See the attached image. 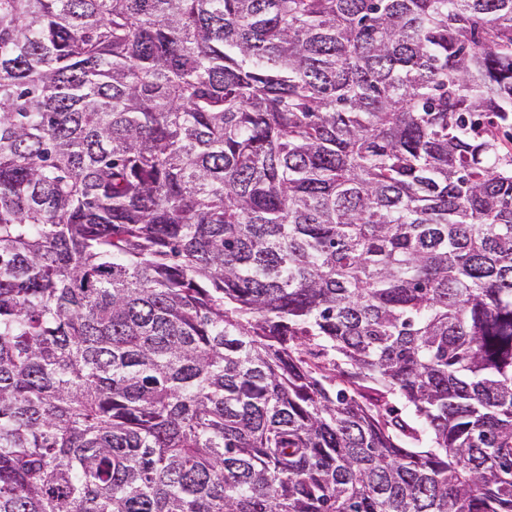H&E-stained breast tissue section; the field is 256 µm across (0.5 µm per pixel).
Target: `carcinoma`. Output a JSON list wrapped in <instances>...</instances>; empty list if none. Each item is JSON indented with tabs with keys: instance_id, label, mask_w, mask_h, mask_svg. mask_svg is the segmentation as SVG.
<instances>
[{
	"instance_id": "obj_1",
	"label": "carcinoma",
	"mask_w": 512,
	"mask_h": 512,
	"mask_svg": "<svg viewBox=\"0 0 512 512\" xmlns=\"http://www.w3.org/2000/svg\"><path fill=\"white\" fill-rule=\"evenodd\" d=\"M0 512H512V0H0Z\"/></svg>"
}]
</instances>
